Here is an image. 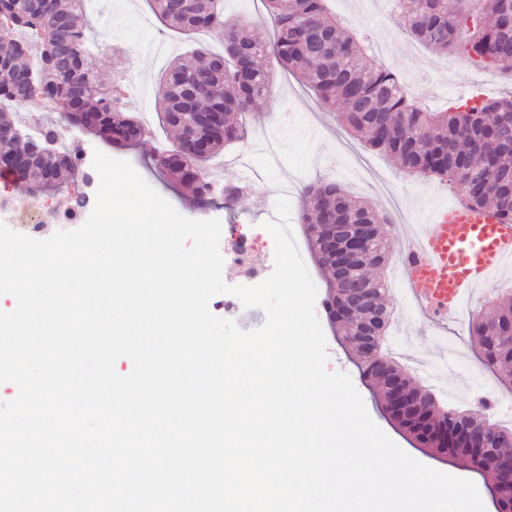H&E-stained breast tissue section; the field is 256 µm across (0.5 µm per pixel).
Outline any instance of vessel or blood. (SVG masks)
<instances>
[{"instance_id":"b4317fda","label":"vessel or blood","mask_w":512,"mask_h":512,"mask_svg":"<svg viewBox=\"0 0 512 512\" xmlns=\"http://www.w3.org/2000/svg\"><path fill=\"white\" fill-rule=\"evenodd\" d=\"M399 235L404 299L436 324L460 315L496 273L512 268V224L488 209L449 203L431 223L401 225Z\"/></svg>"}]
</instances>
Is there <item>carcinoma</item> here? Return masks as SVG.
I'll use <instances>...</instances> for the list:
<instances>
[{
  "instance_id": "carcinoma-1",
  "label": "carcinoma",
  "mask_w": 512,
  "mask_h": 512,
  "mask_svg": "<svg viewBox=\"0 0 512 512\" xmlns=\"http://www.w3.org/2000/svg\"><path fill=\"white\" fill-rule=\"evenodd\" d=\"M153 14L165 26L189 33L205 29L224 44V53L192 50L196 63L173 60L157 83L156 106L167 128L176 132L171 148L157 155L156 162L190 189L200 204L210 200L212 182L205 163L224 147L248 141L246 126L231 119L244 112H257L266 105L274 88L275 74L261 65L272 56L279 67L307 85L318 102L336 113V119L366 143L383 153L402 171L445 182L461 192L469 208H491L501 221L512 224V143L500 140V130L512 129V95L459 99L443 112H428L410 96L399 76L379 65L366 53L364 37L326 11L325 0H261L273 21V35L263 42L254 38L249 21L224 15V0H196L186 12L180 0H147ZM469 0H393L402 27L438 54L456 52L480 63L490 64L512 75V0H483L482 17L469 24ZM84 0H0V15L13 19L20 30H35L42 36V51L27 68L50 76L45 97L65 113L67 123L85 134L109 143L130 146L139 140L144 125L126 114L124 101L110 97L96 76V56L87 45ZM179 73L196 85L192 106L181 100V88L172 80ZM0 132L17 128L14 110L25 105L7 87L0 86ZM30 134L20 139H0V154H22ZM205 140L207 154L186 158L188 171L170 165L168 154L181 152L196 138ZM492 158L489 178H469L471 171ZM64 171H77L72 158L55 155L33 159L29 176L39 186L52 188ZM305 206L301 223L311 244L314 261L331 271L327 303L346 301L347 283L336 265L318 247L326 224H373L371 258L350 265L354 273L372 287L373 312L386 318L383 280L372 276L387 261L384 225L388 216L349 196L337 183L303 187ZM512 318V295L501 299L485 316L471 324V338L482 354L483 364L500 383L512 387V348L491 342L487 326ZM363 313L348 310L333 322L336 336L355 354L363 380L377 390L385 412L403 431L431 448L448 453L480 474L495 461L512 458L491 430H482L484 418L475 414L451 422L431 414L430 407L409 411L397 401L391 379L400 377L404 388L419 392L420 386L382 352L367 355L359 335ZM482 430L485 453L475 454L469 438L457 433L460 425Z\"/></svg>"
}]
</instances>
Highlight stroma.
I'll list each match as a JSON object with an SVG mask.
<instances>
[{"instance_id":"stroma-1","label":"stroma","mask_w":512,"mask_h":512,"mask_svg":"<svg viewBox=\"0 0 512 512\" xmlns=\"http://www.w3.org/2000/svg\"><path fill=\"white\" fill-rule=\"evenodd\" d=\"M328 9L364 33L373 43L369 55L379 56L381 63L399 75L410 95L428 109L442 110L464 97L498 96L512 89V80L499 70L480 68L458 54L442 56L428 50L402 29L390 0H329ZM112 11V17L105 19L94 12L87 15V35L96 47L97 77L106 86L123 81L129 91L128 111L148 121L157 133L124 149L80 133L76 136L79 148L89 154L99 150L128 160L182 215L198 220L220 219L221 254H230L239 241H247L251 247L248 264L240 266L227 261L223 265V278L230 285H255L271 274L274 242L264 224L275 217L277 197L287 195L290 224L318 289L315 313L327 340L328 370L351 377L373 421L403 451L437 471L471 481L481 496L485 512H495L489 492L478 475L426 457L388 423L380 403L363 381L354 355L339 342L332 329L325 310L328 274L314 263L306 243L305 226L300 222L301 189L306 184L339 183L351 195L390 213L397 224L428 223L436 208L456 199V190L400 171L386 155L348 133L295 76L281 74L266 106L249 113L245 119L249 133L277 141V152L272 154L261 147L248 154L239 147L227 149L215 160L220 179L225 183H246L247 191L229 205L219 194L213 195L208 204L195 203L154 165L156 149L169 139L170 133L162 129L154 110L157 75L165 64L154 60L151 49L164 42L170 46L172 56L181 57L185 54V38L164 26L146 0H112ZM79 171V176L65 180L61 188L38 193L39 206L35 211L21 216L0 212V222L21 234L26 233L29 224L35 223L40 225L42 237L51 236L60 228L58 212L65 199L79 194L86 195L91 202L96 199L99 178L91 161H84ZM387 242L389 259L381 275L387 284L386 304L391 318L381 339L382 353L429 390L440 406L473 411L481 408L479 399L489 391L512 400V390L483 366L469 333L472 316L486 310L498 297L512 292V270L498 274L490 291L468 306L463 318L450 322L443 333L403 300L396 233H389ZM484 411L490 420L512 429V416L499 413L492 405Z\"/></svg>"}]
</instances>
